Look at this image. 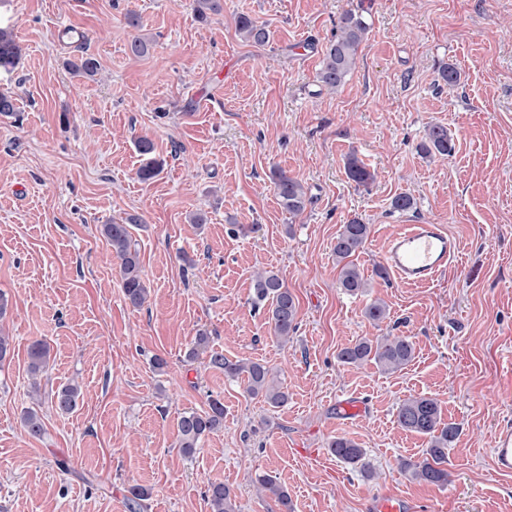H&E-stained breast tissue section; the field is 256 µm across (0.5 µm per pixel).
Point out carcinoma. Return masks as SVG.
Returning <instances> with one entry per match:
<instances>
[{
  "mask_svg": "<svg viewBox=\"0 0 512 512\" xmlns=\"http://www.w3.org/2000/svg\"><path fill=\"white\" fill-rule=\"evenodd\" d=\"M237 30L247 41L257 46H263L269 41L270 34L265 24L247 15L239 16ZM368 30L369 24L363 12L349 10L342 16L336 34L323 51L319 81L325 87L336 89L344 83L356 64L359 47ZM20 56L21 48L12 32L6 27H0V71H12ZM69 69L74 75L91 77L97 71V61L91 56H83L69 62ZM138 150L146 157V162L138 170V176L148 181L159 172V163L154 157V144L151 140L142 138L138 141ZM420 150L428 156L448 157L454 153L455 145L445 126L432 124L428 127ZM347 174L358 186H366L375 180V172L355 156L349 157L347 161ZM271 179L281 208L290 214L302 213L306 207V194L302 184L282 170L273 171ZM138 224L139 218L131 216L126 223L114 222L101 227V234L112 250L113 257L119 261L125 298L134 308L143 307L149 297V290L142 277L139 251L131 233L132 226ZM368 234L369 225L354 218L342 226L333 246L336 262L341 264L339 287L351 295L362 292L366 288V282L359 269L348 258L363 248ZM252 303L257 308H265L273 335L284 343L288 342L297 326L298 310L294 295L277 272L268 270L256 273L252 281ZM203 355L210 367L224 372L225 378L243 379L248 395L262 399L273 408L288 404V392L275 381L266 365L224 356V353L210 347V336L205 331L196 336L193 345L186 352V358L193 362ZM413 357V342L403 335L364 337L337 353L338 361L344 365L358 367L372 362L384 373L403 369ZM28 359L32 388L37 392L40 389L38 378L45 372L49 362L47 344L41 340L34 341L29 347ZM80 397L79 386L68 384L52 394L51 403L57 412L70 414L78 408ZM396 422L402 430L427 439V448L422 457L401 461L400 471L418 482L436 486L448 484V448L457 438L459 427L453 422L443 421L438 401L426 396L407 398L397 408ZM21 423L27 434L33 438L44 433L43 420L33 409L23 412ZM223 425L224 403L219 399L210 400L206 411L184 412L178 420L179 448L184 455H193L200 440L219 431ZM327 448L338 459L351 465L359 463L364 455L363 449L346 437L331 439ZM257 483L259 489L277 500L281 512H292L288 492L278 484L275 477L263 474L258 476ZM206 497L212 512H236L234 492L226 484L210 483Z\"/></svg>",
  "mask_w": 512,
  "mask_h": 512,
  "instance_id": "obj_1",
  "label": "carcinoma"
}]
</instances>
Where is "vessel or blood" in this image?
<instances>
[{
	"mask_svg": "<svg viewBox=\"0 0 512 512\" xmlns=\"http://www.w3.org/2000/svg\"><path fill=\"white\" fill-rule=\"evenodd\" d=\"M459 251L457 240L439 224H404L394 233L386 247L387 268L402 283L422 285L441 272ZM494 464L498 471L512 473V425L497 429L494 444ZM369 512H417V504L395 494L377 495L370 499Z\"/></svg>",
	"mask_w": 512,
	"mask_h": 512,
	"instance_id": "obj_1",
	"label": "vessel or blood"
}]
</instances>
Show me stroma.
<instances>
[{
    "label": "stroma",
    "mask_w": 512,
    "mask_h": 512,
    "mask_svg": "<svg viewBox=\"0 0 512 512\" xmlns=\"http://www.w3.org/2000/svg\"><path fill=\"white\" fill-rule=\"evenodd\" d=\"M349 9L366 11L371 28L331 91L316 76ZM242 14L267 24L266 45L241 38ZM1 22L21 59L0 72V93L18 106L0 117V331L12 339L0 365V512H130L136 485L150 491L140 512H211L212 482L232 488L237 512H281L256 491L262 472L293 512H367L382 493L423 512H512V475L492 455L495 430L512 421V0H224L203 21L192 0H0ZM63 24L86 32L83 48L59 44ZM135 35L149 43L144 56L128 51ZM83 55L98 61L95 76L68 71ZM446 64L460 73L451 89L439 78ZM433 123L447 127L451 157L419 153ZM144 137L162 162L147 182L137 176ZM352 154L374 182L349 180ZM275 166L306 189L298 216L277 202ZM404 193L414 207L394 209ZM130 215L142 219L132 236L150 290L139 309L100 233ZM354 218L370 227L353 258L369 284L358 296L339 288L332 253ZM401 224H440L460 243L429 285L375 273ZM269 269L298 307L285 344L251 304L253 274ZM376 299L389 310L378 324L364 314ZM201 330L227 357L270 367L287 405L186 361ZM397 335L414 344L401 371L337 360L361 337ZM36 340L50 346L38 403L27 373ZM71 381L80 404L57 413L47 394ZM417 395L460 428L444 487L398 469L427 446L396 422L398 403ZM355 396L365 413L338 420L337 400ZM215 397L223 429L184 456L181 414ZM32 406L39 438L21 425ZM336 436L363 448L362 462L332 455Z\"/></svg>",
    "instance_id": "1"
}]
</instances>
